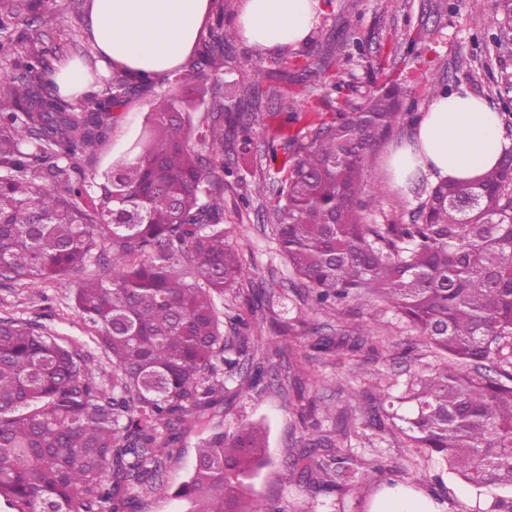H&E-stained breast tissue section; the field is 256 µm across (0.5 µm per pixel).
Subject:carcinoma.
<instances>
[{
  "mask_svg": "<svg viewBox=\"0 0 512 512\" xmlns=\"http://www.w3.org/2000/svg\"><path fill=\"white\" fill-rule=\"evenodd\" d=\"M232 0H218L200 39L192 75L160 96L137 152L89 185L85 164L109 142L116 112L149 86L114 70L81 103L52 78L54 50L30 44L19 76L0 78V285L56 280L103 256L109 281H81L76 308L112 363V390L98 381L90 355L37 322L0 318V501L14 512H137L136 488L162 487V448L224 405L263 383L279 342L257 355L252 338L262 300L248 311L217 307L241 286L245 269L224 229V143L253 180L236 178L243 205L269 198L279 252L310 309L349 299L384 301L447 359L414 374L398 397L378 387L354 398L383 432L388 421L415 454L438 456L469 486L471 512H512V151L476 183L441 182L423 191L407 224L392 215L367 222L375 208L364 173L380 144L405 120L410 91L374 86L354 105L339 79L360 41L341 29L316 48L317 101L304 109L287 87L299 81L289 48L270 63L246 60L224 96L197 118L208 78L235 55L224 32ZM48 0H0V34ZM512 26V0H494ZM272 117L282 131L253 161L252 134ZM185 263V270L176 262ZM229 326L233 336L224 335ZM370 330L321 337L312 348L355 354ZM357 420L341 413L336 437L291 448L292 478L336 498V512H369L366 464L345 447ZM270 463L266 429L223 425L197 444L196 464L179 488L186 512H283L249 496Z\"/></svg>",
  "mask_w": 512,
  "mask_h": 512,
  "instance_id": "cac0c4a2",
  "label": "carcinoma"
}]
</instances>
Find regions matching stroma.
Wrapping results in <instances>:
<instances>
[{"instance_id":"35a3bbf8","label":"stroma","mask_w":512,"mask_h":512,"mask_svg":"<svg viewBox=\"0 0 512 512\" xmlns=\"http://www.w3.org/2000/svg\"><path fill=\"white\" fill-rule=\"evenodd\" d=\"M451 8L441 13L438 0H327L324 14L345 24L348 31L363 41L364 58L346 67L343 80L350 87V99L361 103L371 90L372 77L367 61L386 63L388 74L405 80L413 93L407 106L415 116H422L432 99L430 79H437L449 90L466 88L486 98L491 105L501 106L506 85H512V30L500 28L493 21L494 0H449ZM87 0H52L54 14L49 23L27 21L12 31L15 39L45 43L55 47L59 62L79 60L90 66L95 49L84 27ZM422 35L432 47L425 57L408 53L407 35ZM175 82L166 77L146 88L139 98L122 112L115 122L112 139L85 167L87 182L98 180L113 162L131 154L144 131L154 100ZM413 130L412 124L398 127L392 137L376 152V160L365 179L366 191L383 190L380 208L391 210L402 204L412 211L415 195L400 196L387 170L388 158ZM265 199H254L243 207L233 190L224 192V226L230 242L243 254L246 274L256 286L272 296L271 308L255 322V335L277 336L274 324L291 322L292 328L282 343L300 348L310 346L320 335L339 336L354 327H372L369 348L354 357H336L311 350L305 362L299 363V376L306 396L342 411L351 408V390L364 384L378 383L389 387L392 395L403 390L410 371L432 369L440 364L435 350L415 344L409 332L381 301L358 300L339 311L315 313L304 306L303 288L285 259L280 256L269 225L265 222ZM110 269L96 263L87 264L62 280L44 281L26 288L0 287V317L34 320L57 336L83 346L102 368H110L106 356L96 350L74 302V290L86 277L109 278ZM277 377L261 393H243L225 402L219 417H202L182 438L181 448L167 460L163 489L138 495L139 512H184L185 504L175 498L174 491L187 478L196 462V445L216 425L233 432L248 423H262L269 429V454L272 465L263 468L252 480L254 498L278 503L284 512H325L321 497L288 478L285 448L303 447L307 442L297 426L295 408L279 389L283 366H276ZM351 448L358 456L373 460L385 458L396 466L399 481L411 480L416 473L442 475L448 489L446 512H466L472 496L459 481L446 475L438 460H424L406 448L402 435L380 433L360 427L352 437Z\"/></svg>"}]
</instances>
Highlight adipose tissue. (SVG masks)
Returning a JSON list of instances; mask_svg holds the SVG:
<instances>
[{"mask_svg": "<svg viewBox=\"0 0 512 512\" xmlns=\"http://www.w3.org/2000/svg\"><path fill=\"white\" fill-rule=\"evenodd\" d=\"M211 0H88L84 24L95 49L113 65L160 78L183 70L190 59ZM321 0H246L237 31L256 52L296 48L320 21ZM512 141L487 100L459 89L435 96L390 164L395 183L427 175L431 182H476L498 166ZM372 512H438L423 491L384 490Z\"/></svg>", "mask_w": 512, "mask_h": 512, "instance_id": "ef3b65f1", "label": "adipose tissue"}]
</instances>
